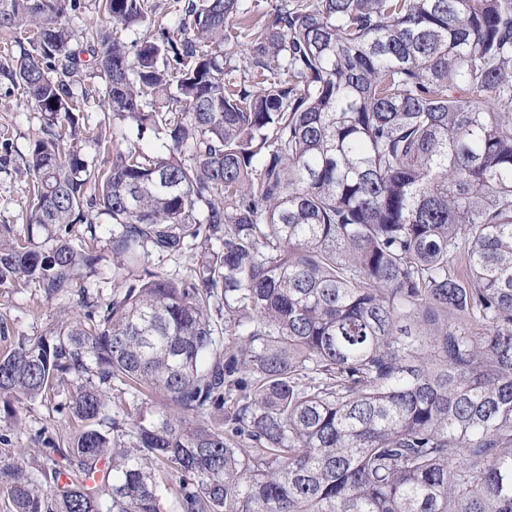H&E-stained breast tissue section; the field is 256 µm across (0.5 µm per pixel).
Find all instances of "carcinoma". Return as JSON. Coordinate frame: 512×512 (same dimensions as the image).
I'll return each instance as SVG.
<instances>
[{
	"mask_svg": "<svg viewBox=\"0 0 512 512\" xmlns=\"http://www.w3.org/2000/svg\"><path fill=\"white\" fill-rule=\"evenodd\" d=\"M98 5L76 46V0L0 6L51 242L0 244V285L68 292L94 211L117 282L0 353L1 397L68 384L77 426L63 465L0 456L6 512H512V0ZM115 385L159 402L111 417Z\"/></svg>",
	"mask_w": 512,
	"mask_h": 512,
	"instance_id": "obj_1",
	"label": "carcinoma"
}]
</instances>
